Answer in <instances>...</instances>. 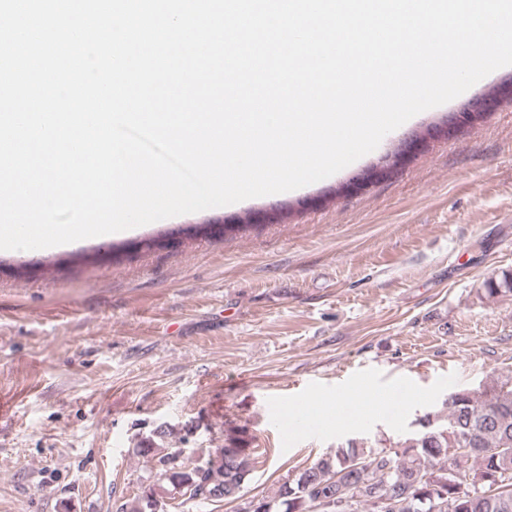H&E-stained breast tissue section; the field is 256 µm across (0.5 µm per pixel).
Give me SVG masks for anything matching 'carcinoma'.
I'll list each match as a JSON object with an SVG mask.
<instances>
[{"instance_id": "obj_1", "label": "carcinoma", "mask_w": 512, "mask_h": 512, "mask_svg": "<svg viewBox=\"0 0 512 512\" xmlns=\"http://www.w3.org/2000/svg\"><path fill=\"white\" fill-rule=\"evenodd\" d=\"M486 291L512 294V275L489 279ZM166 436L161 430L135 448L156 466L155 479L117 512H158L160 490L200 501L239 497L254 464V438L245 428L225 427L224 447L190 457L163 447ZM451 448L459 450L452 461ZM388 497L410 500L413 512H512V377L496 382L491 395L456 390L428 430L395 450L368 451L352 441L319 457L275 495L251 500L247 512H336L342 502L351 512H382Z\"/></svg>"}]
</instances>
